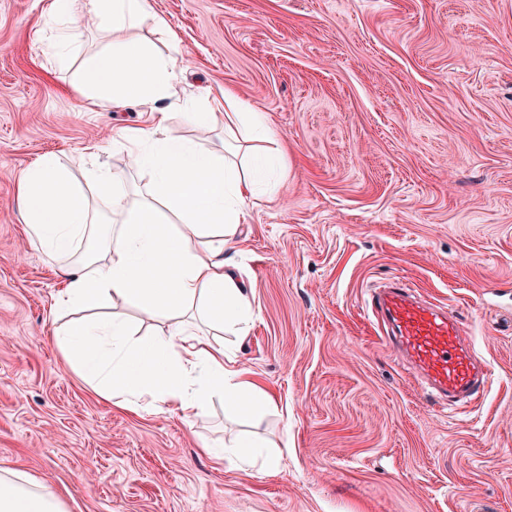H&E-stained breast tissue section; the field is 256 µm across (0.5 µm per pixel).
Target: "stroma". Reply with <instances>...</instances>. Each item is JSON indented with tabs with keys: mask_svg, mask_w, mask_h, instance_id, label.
<instances>
[{
	"mask_svg": "<svg viewBox=\"0 0 512 512\" xmlns=\"http://www.w3.org/2000/svg\"><path fill=\"white\" fill-rule=\"evenodd\" d=\"M52 0H0V473L22 470L65 512H512V0H148L224 149L223 92L264 114L276 189L259 193L233 260L254 320L222 339L273 390L275 411L229 419L214 400L182 418L113 407L69 367L51 261L26 235L20 171L54 154L79 183L97 165L137 193L115 133L149 105L88 110L76 91L106 34L62 58ZM402 279L452 305L488 369L467 405L431 402L366 302ZM239 434L276 470L204 453Z\"/></svg>",
	"mask_w": 512,
	"mask_h": 512,
	"instance_id": "1",
	"label": "stroma"
}]
</instances>
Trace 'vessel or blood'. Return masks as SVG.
<instances>
[{
	"mask_svg": "<svg viewBox=\"0 0 512 512\" xmlns=\"http://www.w3.org/2000/svg\"><path fill=\"white\" fill-rule=\"evenodd\" d=\"M372 308L389 343L418 370L437 398L467 401L484 387V370L446 307L417 300L414 289L397 280L373 296Z\"/></svg>",
	"mask_w": 512,
	"mask_h": 512,
	"instance_id": "obj_1",
	"label": "vessel or blood"
}]
</instances>
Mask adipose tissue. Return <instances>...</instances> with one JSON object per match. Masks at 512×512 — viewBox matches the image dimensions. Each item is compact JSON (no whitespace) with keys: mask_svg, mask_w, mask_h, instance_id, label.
I'll return each instance as SVG.
<instances>
[{"mask_svg":"<svg viewBox=\"0 0 512 512\" xmlns=\"http://www.w3.org/2000/svg\"><path fill=\"white\" fill-rule=\"evenodd\" d=\"M148 16L147 0H62L56 14L66 29L92 22L109 35L107 47L82 63L79 91L93 108L137 102L153 110L144 127L120 138L133 166L151 175L141 200L128 201L123 183L104 169L94 174L91 188L73 185L50 156L32 162L18 178L28 238L50 255L74 254L99 222L98 204L111 214L95 257L59 270L58 306H79L97 317L61 328L55 340L82 378L116 407L136 412L163 406L185 416L220 394L225 416L262 415L275 408L273 394L234 368L223 344L211 343L206 331L241 329L253 316L245 285L224 252L269 175L267 161L256 157L242 173L174 132L171 112L158 103L179 96L178 64L129 37ZM152 19L159 33L170 34L165 18ZM224 104L225 141L243 135L268 140L265 118L232 89H225ZM118 299L168 321L167 331L136 336L111 313ZM0 512L65 510L28 474L12 471L0 475Z\"/></svg>","mask_w":512,"mask_h":512,"instance_id":"ef3b65f1","label":"adipose tissue"}]
</instances>
